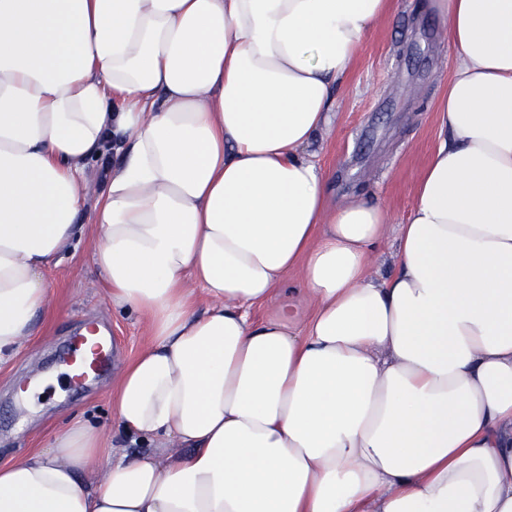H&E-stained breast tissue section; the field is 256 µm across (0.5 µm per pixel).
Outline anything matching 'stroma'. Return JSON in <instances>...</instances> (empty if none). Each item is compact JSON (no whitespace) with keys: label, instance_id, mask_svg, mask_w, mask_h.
Masks as SVG:
<instances>
[{"label":"stroma","instance_id":"obj_1","mask_svg":"<svg viewBox=\"0 0 512 512\" xmlns=\"http://www.w3.org/2000/svg\"><path fill=\"white\" fill-rule=\"evenodd\" d=\"M427 0H391L386 18L363 42L347 76L334 91L336 119L317 147V162L336 199L362 197L381 204L392 223H402L414 202L416 185L436 148V100L448 87L456 53L443 21L426 8ZM93 232L50 266L49 310L18 355L0 365V462L42 450L52 433L82 413L112 427V394L125 366L151 345L146 316L113 311L109 288L92 260ZM289 307L299 319L314 310L301 287L300 273L251 315L262 320ZM111 336L112 369L81 389L60 382L38 399V411L21 408L17 385L61 374L56 349L84 323Z\"/></svg>","mask_w":512,"mask_h":512}]
</instances>
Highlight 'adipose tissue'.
I'll return each instance as SVG.
<instances>
[{"instance_id":"adipose-tissue-1","label":"adipose tissue","mask_w":512,"mask_h":512,"mask_svg":"<svg viewBox=\"0 0 512 512\" xmlns=\"http://www.w3.org/2000/svg\"><path fill=\"white\" fill-rule=\"evenodd\" d=\"M430 7L456 65L394 226L313 151L388 0H0V363L114 154L92 258L152 345L112 423L155 446L75 420L0 512H512V0ZM297 268L314 314L252 319Z\"/></svg>"}]
</instances>
